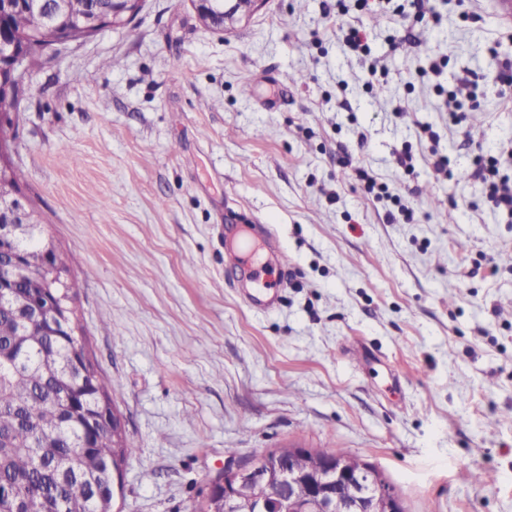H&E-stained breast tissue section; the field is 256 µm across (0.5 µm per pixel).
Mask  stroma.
Here are the masks:
<instances>
[{"label":"stroma","instance_id":"35a3bbf8","mask_svg":"<svg viewBox=\"0 0 512 512\" xmlns=\"http://www.w3.org/2000/svg\"><path fill=\"white\" fill-rule=\"evenodd\" d=\"M398 2L345 0L381 74L336 0H267L228 34L191 0H145L27 78L12 161L137 446L118 512H192L226 449L293 444L377 465L405 512H512V218L473 165L512 143L492 63L512 26L500 0ZM251 224L272 236L251 240L269 311L226 258Z\"/></svg>","mask_w":512,"mask_h":512}]
</instances>
